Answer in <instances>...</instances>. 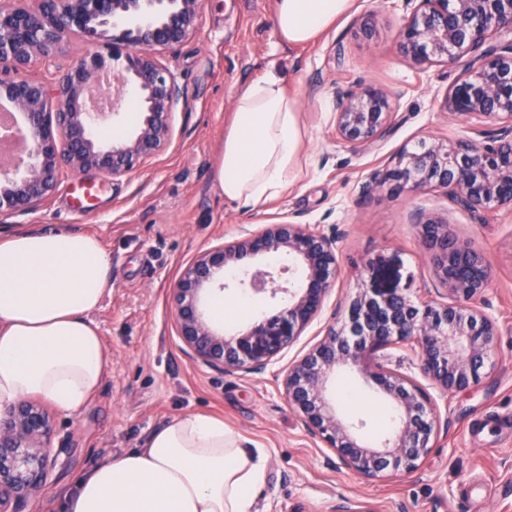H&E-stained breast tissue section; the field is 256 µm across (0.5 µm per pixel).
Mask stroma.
Returning <instances> with one entry per match:
<instances>
[{"mask_svg":"<svg viewBox=\"0 0 512 512\" xmlns=\"http://www.w3.org/2000/svg\"><path fill=\"white\" fill-rule=\"evenodd\" d=\"M274 4L204 0L196 33L157 51L180 96L168 144L137 171L66 175L40 209L0 214V236L48 228L91 233L112 266V286L90 315L110 358L108 374L86 411L55 417L58 466L25 512H59L74 477L173 417L197 412L223 417L267 449L259 512H336L342 505L356 512H512V205L471 213L438 191L395 194L385 185L362 191L402 146L422 138L464 140L487 127L483 116L458 118L444 107L462 66L418 65L400 52L399 31L412 10L406 0H354L349 16L302 48L279 42ZM356 17L370 18L371 34L353 26ZM272 65L287 74L302 108L303 169L284 195L256 213L224 200L215 170L237 92ZM366 85L389 94L394 114L376 142L354 148L336 137L335 92ZM81 180L107 185L82 210L71 197ZM422 215L446 218L455 234L487 255L493 279L481 309L496 325L498 353L477 387L437 397V437L415 471L367 480L310 434L289 406L282 378L355 294L373 255L397 256L414 278V295L435 290L417 234ZM288 221L341 237L338 275L322 316L263 373L221 372L197 362L176 332L174 282L201 251ZM345 379L369 402L342 408L341 416L365 442L380 444L390 401L359 373Z\"/></svg>","mask_w":512,"mask_h":512,"instance_id":"obj_1","label":"stroma"}]
</instances>
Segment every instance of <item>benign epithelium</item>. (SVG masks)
<instances>
[{
    "mask_svg": "<svg viewBox=\"0 0 512 512\" xmlns=\"http://www.w3.org/2000/svg\"><path fill=\"white\" fill-rule=\"evenodd\" d=\"M400 37L414 63L462 62L445 108L458 117L480 114L494 128L478 138L444 143L420 139L403 147L363 186L388 183L402 193L439 189L458 207L476 212L512 204V0H414ZM202 0H0V101L25 120L27 159L0 169V211H34L63 174L89 170L128 174L162 150L179 95L175 76L156 50L178 45L196 31ZM85 38L84 56L54 82L18 74L52 60L65 38ZM112 74V111L95 112L87 98L106 61ZM134 97L143 120L129 136L105 141L99 130ZM393 114L388 95L375 87L336 89V134L357 147L378 140ZM421 247L447 292L446 302L422 301L411 291L393 256L378 253L335 324L283 378L284 395L306 427L359 476L410 473L433 447L434 400L428 388L380 362L392 345L410 348L422 376L443 394L475 386L497 353L494 322L477 307L489 288L485 254L459 239L438 217L418 221ZM336 233L293 222L267 224L200 253L172 288L177 335L201 363L222 372H264L323 313L338 274ZM283 253L303 269L301 288L288 287L278 270L255 265L238 286L285 306L232 336L209 321L203 295L224 270L259 255ZM342 369L366 375L394 404L397 420L381 445L362 442L342 420L329 384ZM49 412L19 400L0 415V512H23L52 476Z\"/></svg>",
    "mask_w": 512,
    "mask_h": 512,
    "instance_id": "obj_1",
    "label": "benign epithelium"
}]
</instances>
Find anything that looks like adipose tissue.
<instances>
[{
	"instance_id": "1",
	"label": "adipose tissue",
	"mask_w": 512,
	"mask_h": 512,
	"mask_svg": "<svg viewBox=\"0 0 512 512\" xmlns=\"http://www.w3.org/2000/svg\"><path fill=\"white\" fill-rule=\"evenodd\" d=\"M353 0H276L274 27L291 47L315 42ZM304 128L298 99L276 68L238 91L215 172L225 200L252 211L298 177ZM112 286L95 236L41 229L0 239V412L35 396L63 417L85 410L110 367L89 318ZM211 320L244 325L261 309L247 295L212 296ZM268 455L205 414L164 423L137 447L76 480L64 512H258Z\"/></svg>"
}]
</instances>
